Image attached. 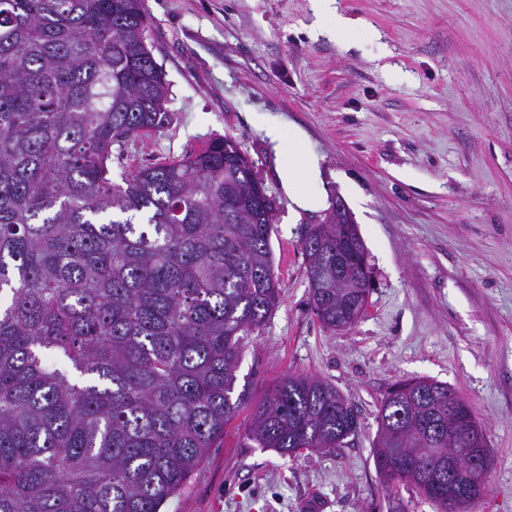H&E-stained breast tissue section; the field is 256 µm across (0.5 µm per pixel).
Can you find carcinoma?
<instances>
[{"label":"carcinoma","instance_id":"1","mask_svg":"<svg viewBox=\"0 0 512 512\" xmlns=\"http://www.w3.org/2000/svg\"><path fill=\"white\" fill-rule=\"evenodd\" d=\"M142 0H0V512H161L248 408L246 447L334 450L360 426L315 375L236 391L246 346L280 302V208L232 137L112 179V147L171 120ZM303 227L309 302L328 330L365 314L352 225ZM348 287H336V257ZM374 464L448 512L442 459L472 465L485 429L446 383L397 382ZM484 466L456 486L461 512Z\"/></svg>","mask_w":512,"mask_h":512}]
</instances>
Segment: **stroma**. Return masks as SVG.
<instances>
[{
    "mask_svg": "<svg viewBox=\"0 0 512 512\" xmlns=\"http://www.w3.org/2000/svg\"><path fill=\"white\" fill-rule=\"evenodd\" d=\"M172 121L112 152V176L236 139L281 208V302L239 373L253 400L291 373L334 385L361 427L288 457L245 447L239 415L164 512H435L388 489L378 402L415 377L452 387L483 425L489 484L470 512H512V0H338L358 26L314 33L311 0H145ZM301 130L322 189L369 253L366 314L340 330L309 308L304 225L282 188L272 125Z\"/></svg>",
    "mask_w": 512,
    "mask_h": 512,
    "instance_id": "1",
    "label": "stroma"
}]
</instances>
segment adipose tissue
I'll list each match as a JSON object with an SVG mask.
<instances>
[{
    "instance_id": "adipose-tissue-1",
    "label": "adipose tissue",
    "mask_w": 512,
    "mask_h": 512,
    "mask_svg": "<svg viewBox=\"0 0 512 512\" xmlns=\"http://www.w3.org/2000/svg\"><path fill=\"white\" fill-rule=\"evenodd\" d=\"M265 135L275 143L282 160L284 191L295 210L313 211L328 208L327 195H315L308 191L310 182L319 180V158L306 144L299 130L283 131L281 126L266 129Z\"/></svg>"
}]
</instances>
